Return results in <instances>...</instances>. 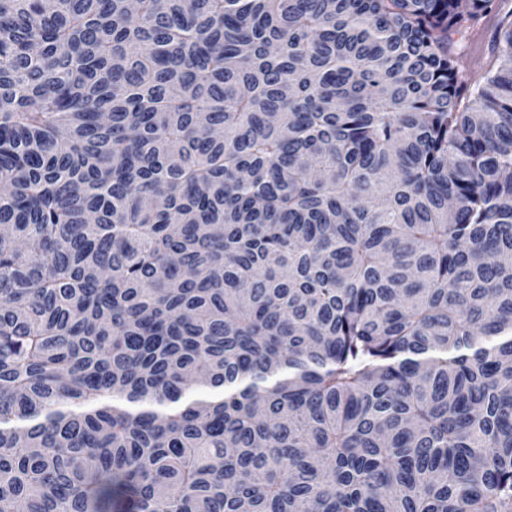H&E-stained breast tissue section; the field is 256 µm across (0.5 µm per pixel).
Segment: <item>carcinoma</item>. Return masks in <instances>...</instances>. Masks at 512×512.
Instances as JSON below:
<instances>
[{
	"label": "carcinoma",
	"instance_id": "obj_1",
	"mask_svg": "<svg viewBox=\"0 0 512 512\" xmlns=\"http://www.w3.org/2000/svg\"><path fill=\"white\" fill-rule=\"evenodd\" d=\"M0 226V503L512 512L503 0H0ZM494 33L492 23L487 24L473 43L466 55H463L460 64L466 68H476L481 64L485 49L488 47Z\"/></svg>",
	"mask_w": 512,
	"mask_h": 512
}]
</instances>
